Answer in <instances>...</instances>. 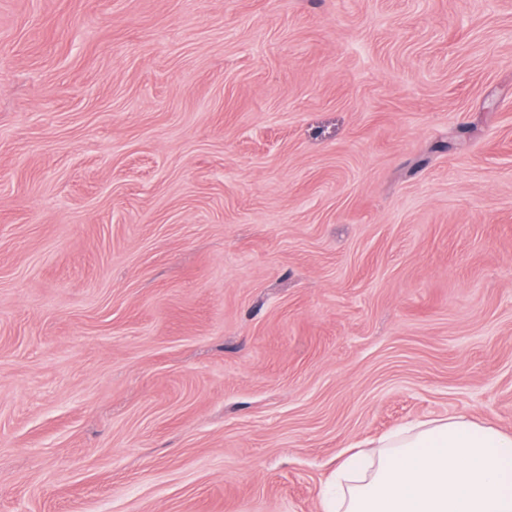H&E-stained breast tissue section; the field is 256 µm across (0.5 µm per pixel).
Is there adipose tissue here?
Instances as JSON below:
<instances>
[{"mask_svg": "<svg viewBox=\"0 0 512 512\" xmlns=\"http://www.w3.org/2000/svg\"><path fill=\"white\" fill-rule=\"evenodd\" d=\"M322 512H512V434L467 416L421 421L339 464Z\"/></svg>", "mask_w": 512, "mask_h": 512, "instance_id": "ef3b65f1", "label": "adipose tissue"}]
</instances>
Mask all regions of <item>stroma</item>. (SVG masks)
I'll return each mask as SVG.
<instances>
[{
    "mask_svg": "<svg viewBox=\"0 0 512 512\" xmlns=\"http://www.w3.org/2000/svg\"><path fill=\"white\" fill-rule=\"evenodd\" d=\"M512 433V0H0V512H321Z\"/></svg>",
    "mask_w": 512,
    "mask_h": 512,
    "instance_id": "1",
    "label": "stroma"
}]
</instances>
